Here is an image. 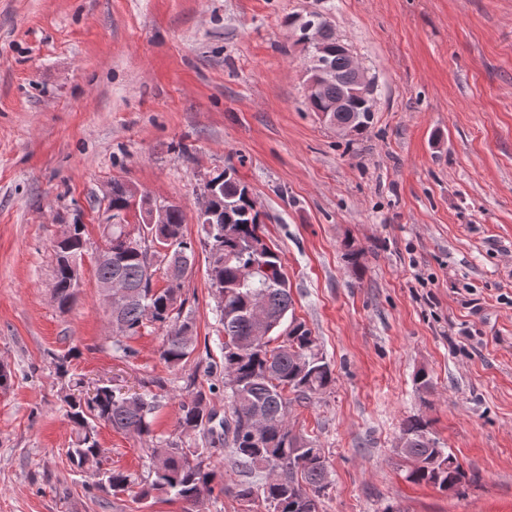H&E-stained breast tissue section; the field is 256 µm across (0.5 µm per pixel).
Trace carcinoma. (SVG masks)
I'll return each instance as SVG.
<instances>
[{"instance_id":"carcinoma-1","label":"carcinoma","mask_w":512,"mask_h":512,"mask_svg":"<svg viewBox=\"0 0 512 512\" xmlns=\"http://www.w3.org/2000/svg\"><path fill=\"white\" fill-rule=\"evenodd\" d=\"M327 41L326 58L341 75V81L321 88L317 97L307 99L312 112L328 109L336 97L348 90L352 76L347 58L336 50L339 39L330 21L321 18ZM373 104L354 103L350 112H331L338 124H351L360 134L369 127ZM219 183L214 205L224 211L231 224H208L198 216L202 226L199 238L206 253L207 276L218 299L217 316L224 326V373L235 375L234 385H224V401L229 415L217 419L211 408L216 384L203 386L197 373L185 383L188 397L178 405L177 427L180 436L167 438L150 449L148 475L138 496L154 493L169 495L194 505L224 486V471L214 457L229 449L231 464L259 481L237 485L236 495L249 503L262 497L268 512H319L321 499L331 486L330 471L323 449L293 434L288 426V394L303 402L334 382L329 363L320 352L318 339L307 324L292 310L290 289L278 253L265 242V228L256 210L250 187L231 171L212 177ZM125 182L112 181V218L129 208ZM185 214L179 207L166 213L163 224H138L139 248L126 244L127 225H109L106 243L112 254L96 260V279L119 282L125 300L112 311L121 325L113 337L116 351L126 358L135 351L123 339L137 335L148 325L165 334L159 348L160 359L169 368L184 366L197 348L194 325L182 316L186 299L183 280H167L164 288L153 283L156 266L178 271L191 269L196 260L193 241L184 233ZM84 225L73 224L68 237L54 245L56 254L54 296L60 310L69 309L76 300L79 279L77 260L84 251ZM164 388L155 378L141 393H120L101 387L94 403L69 393L64 401L67 417L73 424L75 440L66 456L74 466L101 452L97 439L98 425L113 430L150 436L152 419L159 408L160 395L153 388ZM199 433L202 446L185 444L182 436ZM402 433L411 440L405 449L412 467L406 478L414 483L430 484L440 490L448 483L462 482L465 473L457 457L437 446L427 437V424L419 418L406 420ZM136 479L115 469L103 473L97 488L117 495L132 489Z\"/></svg>"}]
</instances>
